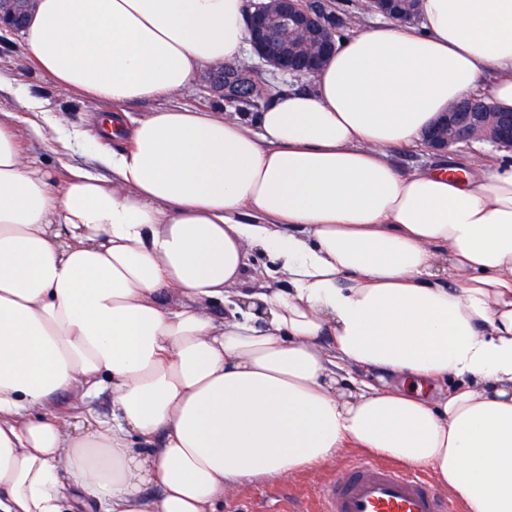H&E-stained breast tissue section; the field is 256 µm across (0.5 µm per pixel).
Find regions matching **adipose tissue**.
<instances>
[{"mask_svg": "<svg viewBox=\"0 0 512 512\" xmlns=\"http://www.w3.org/2000/svg\"><path fill=\"white\" fill-rule=\"evenodd\" d=\"M249 0H37L23 47L96 132L0 121V512H216L345 448L512 512V158L403 174L456 99L512 109V0H421L260 112L171 97L250 45ZM112 397L75 428L61 396Z\"/></svg>", "mask_w": 512, "mask_h": 512, "instance_id": "1", "label": "adipose tissue"}]
</instances>
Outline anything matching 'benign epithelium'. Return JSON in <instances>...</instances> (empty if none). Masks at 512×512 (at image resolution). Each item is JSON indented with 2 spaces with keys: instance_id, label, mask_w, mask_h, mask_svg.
<instances>
[{
  "instance_id": "benign-epithelium-1",
  "label": "benign epithelium",
  "mask_w": 512,
  "mask_h": 512,
  "mask_svg": "<svg viewBox=\"0 0 512 512\" xmlns=\"http://www.w3.org/2000/svg\"><path fill=\"white\" fill-rule=\"evenodd\" d=\"M36 0H0V28L25 27ZM400 0H368L370 9L395 22H408ZM332 15L313 0H259L250 4L249 42L253 54L275 76H314L333 56L337 43L330 26ZM225 64L208 68L205 80L213 91H223ZM432 151L446 152L461 145L489 143L512 150V111L491 112L484 98L464 96L441 113L423 133Z\"/></svg>"
}]
</instances>
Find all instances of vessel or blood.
I'll return each mask as SVG.
<instances>
[{
  "label": "vessel or blood",
  "mask_w": 512,
  "mask_h": 512,
  "mask_svg": "<svg viewBox=\"0 0 512 512\" xmlns=\"http://www.w3.org/2000/svg\"><path fill=\"white\" fill-rule=\"evenodd\" d=\"M316 512H457L422 474L355 457L316 496Z\"/></svg>",
  "instance_id": "1"
}]
</instances>
